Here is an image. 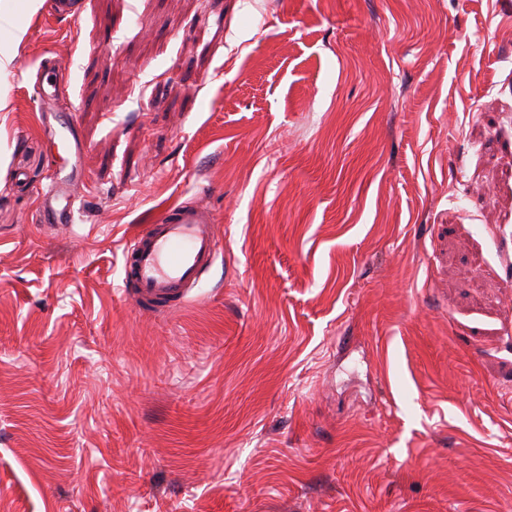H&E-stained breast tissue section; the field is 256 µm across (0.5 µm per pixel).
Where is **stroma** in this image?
I'll list each match as a JSON object with an SVG mask.
<instances>
[{
	"instance_id": "stroma-1",
	"label": "stroma",
	"mask_w": 512,
	"mask_h": 512,
	"mask_svg": "<svg viewBox=\"0 0 512 512\" xmlns=\"http://www.w3.org/2000/svg\"><path fill=\"white\" fill-rule=\"evenodd\" d=\"M1 47L0 512H512V0H0ZM199 198L213 266L138 309ZM35 93L41 103L59 99L64 95V80L62 73L56 68L55 60L44 58L37 70L34 82ZM75 110H46L47 154L54 168L53 177L40 191L43 206L41 224H74L76 188L85 180L80 158L84 144L79 138ZM214 223L210 207L187 202L167 210L128 245L124 292L139 309L163 310L185 302L216 258Z\"/></svg>"
}]
</instances>
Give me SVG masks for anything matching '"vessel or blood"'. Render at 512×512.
Here are the masks:
<instances>
[{
	"label": "vessel or blood",
	"instance_id": "obj_1",
	"mask_svg": "<svg viewBox=\"0 0 512 512\" xmlns=\"http://www.w3.org/2000/svg\"><path fill=\"white\" fill-rule=\"evenodd\" d=\"M40 102L64 95V80L54 59H43L34 82ZM46 151L54 168L40 191L43 224L75 221L76 194L85 180L80 158L84 145L74 110H47ZM213 210L191 201L167 210L136 237L123 253V283L141 309L163 310L185 302L188 291L213 264L218 244Z\"/></svg>",
	"mask_w": 512,
	"mask_h": 512
}]
</instances>
